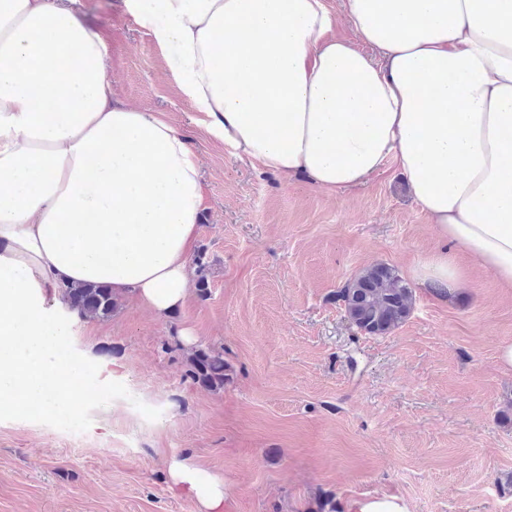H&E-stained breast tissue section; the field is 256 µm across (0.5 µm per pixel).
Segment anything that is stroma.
Masks as SVG:
<instances>
[{
  "label": "stroma",
  "mask_w": 512,
  "mask_h": 512,
  "mask_svg": "<svg viewBox=\"0 0 512 512\" xmlns=\"http://www.w3.org/2000/svg\"><path fill=\"white\" fill-rule=\"evenodd\" d=\"M111 61L115 94L168 119L201 161L194 254L209 295L158 318L129 299L69 344L138 404L87 401L90 435L40 410L0 416V512H201L172 493L178 456L219 477L223 512H335L396 494L410 512H512V288L463 251L468 284L437 298L414 277L440 252L434 224L394 163L337 196L231 154L166 74L163 50L121 0H80ZM396 268L415 294L397 329L371 336L337 294L365 268ZM222 351L224 387L189 375L188 353ZM126 388L113 390L123 400Z\"/></svg>",
  "instance_id": "1"
}]
</instances>
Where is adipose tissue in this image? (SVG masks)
Here are the masks:
<instances>
[{
	"mask_svg": "<svg viewBox=\"0 0 512 512\" xmlns=\"http://www.w3.org/2000/svg\"><path fill=\"white\" fill-rule=\"evenodd\" d=\"M79 0H0V415L80 412L70 284L156 316L185 306L204 210L200 165L161 115L117 98ZM167 53L210 135L282 177L343 193L396 162L445 241L417 268L465 284V250L512 288V0H122ZM371 47L364 54L360 44ZM172 491L222 512L212 473L172 460ZM328 6L334 15L338 18V24L333 28V35L336 37L346 38L355 43H358V39L354 33L353 27L350 24L348 17L346 16L344 0H327Z\"/></svg>",
	"mask_w": 512,
	"mask_h": 512,
	"instance_id": "ef3b65f1",
	"label": "adipose tissue"
}]
</instances>
